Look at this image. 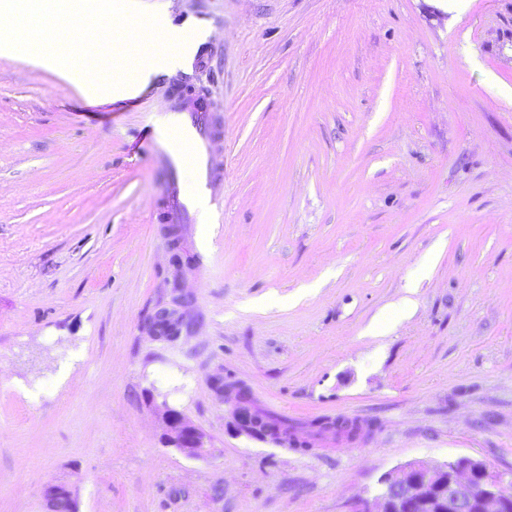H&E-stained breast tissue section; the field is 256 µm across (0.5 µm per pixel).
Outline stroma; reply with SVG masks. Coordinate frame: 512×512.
<instances>
[{"label":"stroma","instance_id":"35a3bbf8","mask_svg":"<svg viewBox=\"0 0 512 512\" xmlns=\"http://www.w3.org/2000/svg\"><path fill=\"white\" fill-rule=\"evenodd\" d=\"M170 13L211 36L126 102L0 59V512H45L51 483L79 512H354L415 460L512 469V0ZM200 98L206 242L169 222L188 179L145 137ZM220 378L310 450L237 433ZM166 406L206 457L165 444Z\"/></svg>","mask_w":512,"mask_h":512}]
</instances>
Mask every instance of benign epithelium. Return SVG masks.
Returning a JSON list of instances; mask_svg holds the SVG:
<instances>
[{
	"label": "benign epithelium",
	"instance_id": "benign-epithelium-1",
	"mask_svg": "<svg viewBox=\"0 0 512 512\" xmlns=\"http://www.w3.org/2000/svg\"><path fill=\"white\" fill-rule=\"evenodd\" d=\"M239 433L268 438L255 409L237 401L233 411ZM164 437L188 458H201L208 452L205 433L176 409L165 408ZM375 500L363 499L357 512H512V470L491 468L484 460L458 456L443 462L413 461L384 473ZM46 512H78L73 491L50 483L45 490Z\"/></svg>",
	"mask_w": 512,
	"mask_h": 512
}]
</instances>
